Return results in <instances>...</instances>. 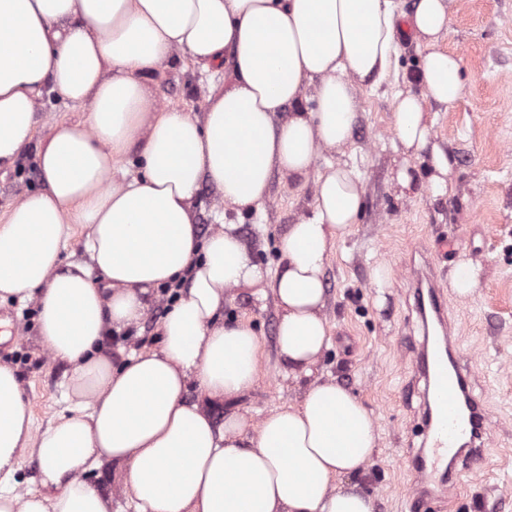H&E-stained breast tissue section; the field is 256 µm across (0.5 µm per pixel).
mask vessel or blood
<instances>
[{
  "label": "vessel or blood",
  "instance_id": "obj_1",
  "mask_svg": "<svg viewBox=\"0 0 512 512\" xmlns=\"http://www.w3.org/2000/svg\"><path fill=\"white\" fill-rule=\"evenodd\" d=\"M415 309L424 340L415 357L424 382L422 441L412 456L409 490L415 501L444 497L457 472L458 458L477 464L490 439L489 411L474 396L466 367L456 357L455 338L448 325L447 291L430 272L412 278Z\"/></svg>",
  "mask_w": 512,
  "mask_h": 512
}]
</instances>
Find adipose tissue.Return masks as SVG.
Returning <instances> with one entry per match:
<instances>
[{"mask_svg": "<svg viewBox=\"0 0 512 512\" xmlns=\"http://www.w3.org/2000/svg\"><path fill=\"white\" fill-rule=\"evenodd\" d=\"M449 20V0H419L410 15L394 0H0V170L33 142L43 183L0 216V299L34 303L40 343L69 366L67 406L37 430L15 369L0 363V512H112L111 491L88 480L107 462L124 469L135 512H375L357 481L376 450L373 415L315 373L331 342L326 266L358 221L362 179L316 162L351 144L359 89L386 78L408 37L427 53L419 92L392 101L395 179L411 188L416 158L432 198L456 196L454 157L427 110L463 94L461 57L436 47ZM178 55L232 63L201 113L161 106L150 89ZM48 90L87 120L36 137ZM277 173L313 177L314 200L280 237L276 269L237 225L200 236L203 185L221 205L260 212ZM76 224L88 230L84 263L61 257ZM166 286L179 296L159 348L114 364L107 336L137 328ZM240 288L273 299L276 356L301 398L218 425L211 406L251 392L267 357L251 323L222 315ZM192 387L201 402L187 400ZM27 449L37 493L18 490Z\"/></svg>", "mask_w": 512, "mask_h": 512, "instance_id": "1", "label": "adipose tissue"}]
</instances>
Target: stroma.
<instances>
[{
  "label": "stroma",
  "instance_id": "35a3bbf8",
  "mask_svg": "<svg viewBox=\"0 0 512 512\" xmlns=\"http://www.w3.org/2000/svg\"><path fill=\"white\" fill-rule=\"evenodd\" d=\"M438 49L462 59V98L449 108L432 107V132L456 160L460 194L450 201L401 195L392 181L400 160L394 138L392 100L398 92H419L414 75L426 52L411 39L399 46L395 68L379 85L358 92L359 116L354 142L345 153H324V160L357 165L364 176L363 209L349 235L335 247L326 268V315L331 346L316 371L337 379L361 397L377 424V451L363 488L374 497L376 512H512V0H454L449 31ZM230 63L202 69L177 61L154 76V96L163 106L199 108L223 90ZM35 145H28L16 166L0 170V215L21 189L39 188L33 164ZM272 199L265 214L216 217V196L204 187L196 220L208 233L218 219L236 223L254 258L267 268L280 261L279 238L313 202L312 182L274 175ZM456 242L455 253L435 262L441 284H448L456 263L469 260L482 268L472 296H448V319L455 327L456 355L469 369L476 395L490 411L491 442L483 461L465 470L449 502L429 500L412 507L406 498L410 453L420 446L417 435L420 384L412 359L422 341L406 267L414 250L435 241ZM388 265L392 275L385 303H378L371 272ZM12 310L22 342L0 350V363L12 365L20 378L35 426H45L62 410L65 362L47 360L37 336L35 317L18 301H0ZM165 316L150 306L132 341L115 336L106 342L111 358L121 349L156 346ZM225 319L245 317L275 344L273 303H263L240 289L224 306ZM296 381L276 356H269L257 387L238 401L253 419L294 402Z\"/></svg>",
  "mask_w": 512,
  "mask_h": 512
}]
</instances>
